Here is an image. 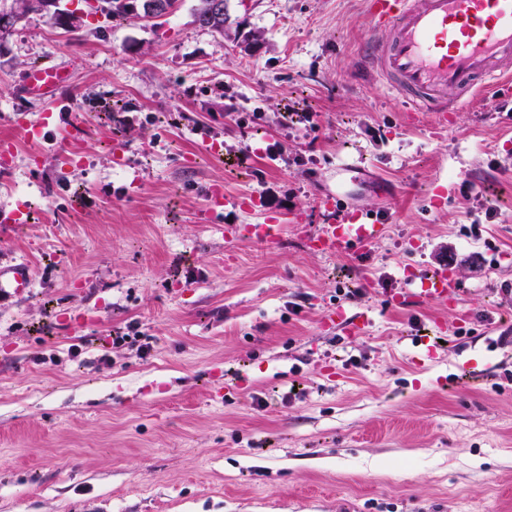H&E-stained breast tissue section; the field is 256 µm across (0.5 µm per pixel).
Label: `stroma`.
<instances>
[{"label":"stroma","mask_w":512,"mask_h":512,"mask_svg":"<svg viewBox=\"0 0 512 512\" xmlns=\"http://www.w3.org/2000/svg\"><path fill=\"white\" fill-rule=\"evenodd\" d=\"M197 3L110 23L60 0L77 29L0 38V210L31 216L0 269L34 275L0 296V512H512V88L443 125L371 69L366 0H227L220 34ZM43 64L69 75L53 108L25 93ZM214 184L262 200L217 223L291 221L281 248L200 223ZM334 193L385 234L309 250ZM443 264L459 301L389 305ZM331 308L366 334L323 330ZM133 322L149 354L113 345Z\"/></svg>","instance_id":"obj_1"}]
</instances>
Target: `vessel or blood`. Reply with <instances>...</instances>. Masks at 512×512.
I'll use <instances>...</instances> for the list:
<instances>
[{
	"label": "vessel or blood",
	"mask_w": 512,
	"mask_h": 512,
	"mask_svg": "<svg viewBox=\"0 0 512 512\" xmlns=\"http://www.w3.org/2000/svg\"><path fill=\"white\" fill-rule=\"evenodd\" d=\"M367 11L374 24L388 32L386 39L373 42L371 64L416 111L447 119L459 100L474 94L479 82L492 87L512 77V0H367ZM68 81L63 69L51 66L30 71L25 86L28 95L52 97ZM321 205L330 220L307 235L306 245L312 251L334 256L361 250L384 233L376 216L345 206L340 195H327ZM225 206L252 212L259 198L251 193L231 196L222 186H210L204 218ZM218 230L225 239L256 242L274 250L287 226L276 217L261 224H222ZM32 286L27 265L0 273L1 294H21ZM462 291L459 279L442 265L424 277L420 287L393 293L389 302L394 306L444 303L458 299ZM322 324L346 336H361L368 320L361 315L345 317L334 308L324 314Z\"/></svg>",
	"instance_id": "obj_1"
}]
</instances>
